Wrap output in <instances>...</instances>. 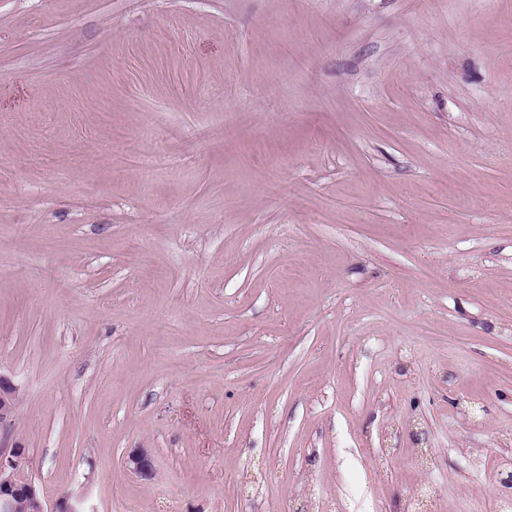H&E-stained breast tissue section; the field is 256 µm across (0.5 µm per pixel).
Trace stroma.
Returning a JSON list of instances; mask_svg holds the SVG:
<instances>
[{"instance_id": "1", "label": "stroma", "mask_w": 512, "mask_h": 512, "mask_svg": "<svg viewBox=\"0 0 512 512\" xmlns=\"http://www.w3.org/2000/svg\"><path fill=\"white\" fill-rule=\"evenodd\" d=\"M0 375L45 512H498L512 0H0Z\"/></svg>"}]
</instances>
